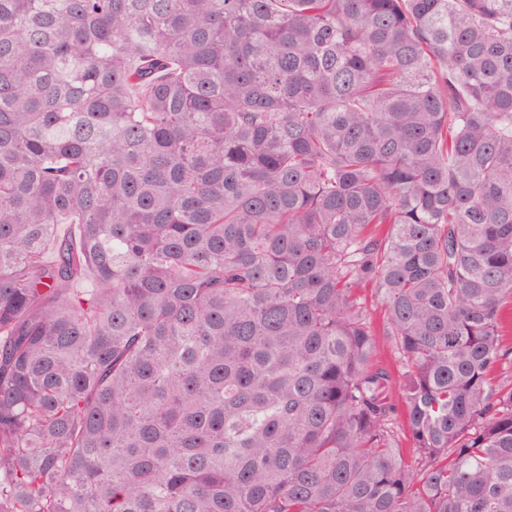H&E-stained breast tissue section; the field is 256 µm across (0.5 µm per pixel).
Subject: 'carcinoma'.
I'll list each match as a JSON object with an SVG mask.
<instances>
[{
	"label": "carcinoma",
	"instance_id": "obj_1",
	"mask_svg": "<svg viewBox=\"0 0 512 512\" xmlns=\"http://www.w3.org/2000/svg\"><path fill=\"white\" fill-rule=\"evenodd\" d=\"M511 303L512 0H0V512H512ZM502 348L506 353L503 360V368L501 374L497 377L499 383L512 386V307L509 310L507 321L504 325L502 336Z\"/></svg>",
	"mask_w": 512,
	"mask_h": 512
}]
</instances>
